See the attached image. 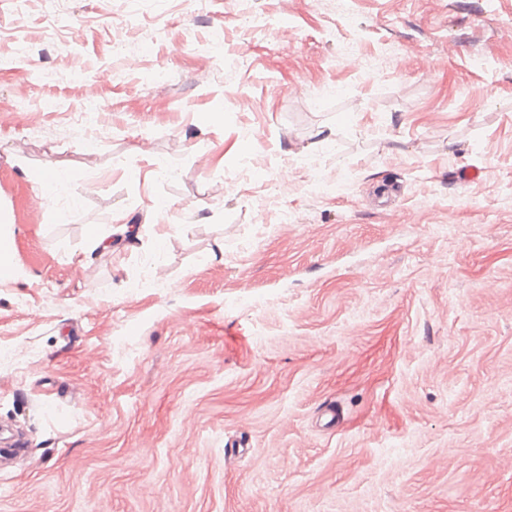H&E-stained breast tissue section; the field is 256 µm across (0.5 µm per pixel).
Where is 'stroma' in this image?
I'll list each match as a JSON object with an SVG mask.
<instances>
[{"label": "stroma", "mask_w": 512, "mask_h": 512, "mask_svg": "<svg viewBox=\"0 0 512 512\" xmlns=\"http://www.w3.org/2000/svg\"><path fill=\"white\" fill-rule=\"evenodd\" d=\"M0 112V512H512V0H0Z\"/></svg>", "instance_id": "1"}]
</instances>
